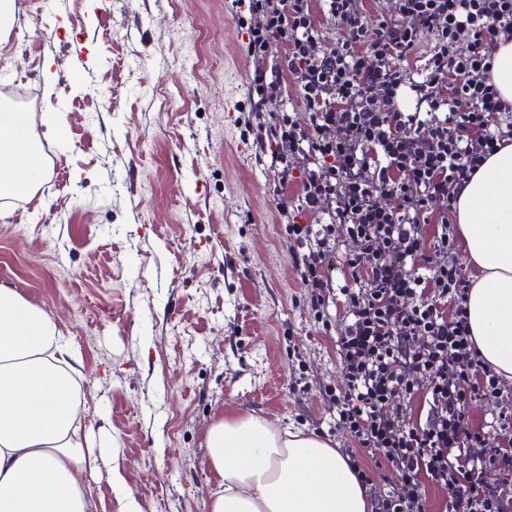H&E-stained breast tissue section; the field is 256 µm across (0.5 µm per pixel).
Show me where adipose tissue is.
I'll return each instance as SVG.
<instances>
[{
	"label": "adipose tissue",
	"instance_id": "adipose-tissue-1",
	"mask_svg": "<svg viewBox=\"0 0 512 512\" xmlns=\"http://www.w3.org/2000/svg\"><path fill=\"white\" fill-rule=\"evenodd\" d=\"M43 161L23 112L0 109V197H29ZM455 222L475 269L466 305L484 363L512 384V143L462 190ZM82 363L54 314L0 281V512H91L98 454ZM209 512H373L341 454L314 434L224 412L207 434Z\"/></svg>",
	"mask_w": 512,
	"mask_h": 512
}]
</instances>
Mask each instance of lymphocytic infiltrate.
Returning <instances> with one entry per match:
<instances>
[{"instance_id":"lymphocytic-infiltrate-1","label":"lymphocytic infiltrate","mask_w":512,"mask_h":512,"mask_svg":"<svg viewBox=\"0 0 512 512\" xmlns=\"http://www.w3.org/2000/svg\"><path fill=\"white\" fill-rule=\"evenodd\" d=\"M323 2L342 32L329 50L313 51L310 0H249L260 21L247 30L246 52L257 60L272 41L284 44L309 114L307 125L286 113L255 132L258 143H277L271 157L282 180L301 175V208L314 221L287 231L304 288L319 310L333 292L344 297L336 425L394 473L375 512H428L426 479L446 489L444 512H512V405L488 430L464 424L467 405L497 380L470 335V280L432 260L455 242L461 190L512 142V104L491 78L499 41L512 40V0H396V17L374 30L359 0ZM426 37L425 64L411 69ZM405 86L418 111L400 110ZM433 208L440 228L428 243L421 226ZM340 245L345 283L336 288L324 267ZM421 376L430 380L428 416L410 424L391 403L413 395ZM490 468L500 484L484 483Z\"/></svg>"}]
</instances>
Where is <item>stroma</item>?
Instances as JSON below:
<instances>
[{
	"label": "stroma",
	"mask_w": 512,
	"mask_h": 512,
	"mask_svg": "<svg viewBox=\"0 0 512 512\" xmlns=\"http://www.w3.org/2000/svg\"><path fill=\"white\" fill-rule=\"evenodd\" d=\"M17 2L0 106L30 113L47 167L31 201L0 199V280L56 313L96 445L144 512H209L206 436L230 409L354 447L327 397L344 313L318 316L303 288L285 230L308 220L298 184L247 127L308 114L291 76L251 103L247 5Z\"/></svg>",
	"instance_id": "1"
}]
</instances>
